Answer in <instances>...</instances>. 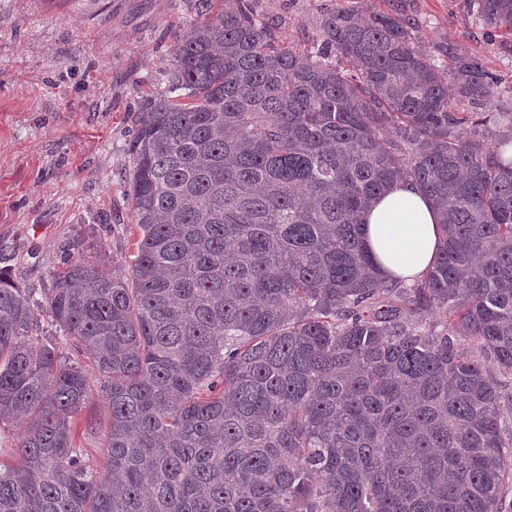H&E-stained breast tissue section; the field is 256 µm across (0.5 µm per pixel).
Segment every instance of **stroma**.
<instances>
[{"label": "stroma", "mask_w": 512, "mask_h": 512, "mask_svg": "<svg viewBox=\"0 0 512 512\" xmlns=\"http://www.w3.org/2000/svg\"><path fill=\"white\" fill-rule=\"evenodd\" d=\"M403 6L422 46L463 42L499 78L496 117L462 127L494 142L512 129V35L487 32L472 0H372ZM196 0H0V270L43 293L80 258L129 275L140 230L124 186L132 114L159 89ZM357 0H254L284 47L316 46L320 23Z\"/></svg>", "instance_id": "1"}]
</instances>
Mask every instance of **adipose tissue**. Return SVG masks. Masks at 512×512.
Segmentation results:
<instances>
[{"instance_id":"obj_1","label":"adipose tissue","mask_w":512,"mask_h":512,"mask_svg":"<svg viewBox=\"0 0 512 512\" xmlns=\"http://www.w3.org/2000/svg\"><path fill=\"white\" fill-rule=\"evenodd\" d=\"M365 240L381 275L422 279L441 246L434 206L414 183L388 188L363 218Z\"/></svg>"}]
</instances>
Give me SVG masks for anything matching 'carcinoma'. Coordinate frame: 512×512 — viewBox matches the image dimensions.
Returning <instances> with one entry per match:
<instances>
[{
  "instance_id": "cac0c4a2",
  "label": "carcinoma",
  "mask_w": 512,
  "mask_h": 512,
  "mask_svg": "<svg viewBox=\"0 0 512 512\" xmlns=\"http://www.w3.org/2000/svg\"><path fill=\"white\" fill-rule=\"evenodd\" d=\"M197 2L133 116L131 275L78 259L37 300L0 270V422L29 423L0 512H505L512 138H461L489 113L448 97L487 106L496 77L453 43L445 82L396 10L324 17L310 55L251 0ZM475 4L512 30V0ZM398 180L443 233L406 289L364 241ZM43 317L106 395L101 473L73 426L84 370L57 338L28 342Z\"/></svg>"
}]
</instances>
